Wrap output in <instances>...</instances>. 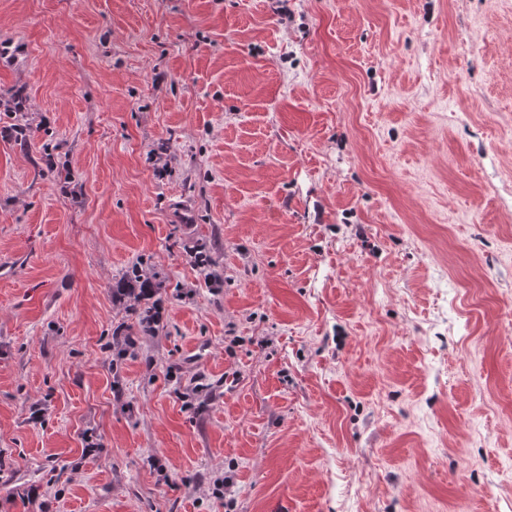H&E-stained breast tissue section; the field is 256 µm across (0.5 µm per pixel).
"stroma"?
Returning a JSON list of instances; mask_svg holds the SVG:
<instances>
[{"label":"stroma","instance_id":"obj_1","mask_svg":"<svg viewBox=\"0 0 512 512\" xmlns=\"http://www.w3.org/2000/svg\"><path fill=\"white\" fill-rule=\"evenodd\" d=\"M1 41L0 512H512V0H0ZM143 264V260L136 262L126 272L120 288L117 285L116 289H120L122 293L128 296L129 300L133 299L135 302L129 306L138 319L139 332L143 336H153L159 331L155 306L149 303H145L139 308L137 306L142 300L148 299L146 297L150 296L156 288H161L163 280L159 272H152L151 274L145 272L142 269Z\"/></svg>","mask_w":512,"mask_h":512}]
</instances>
